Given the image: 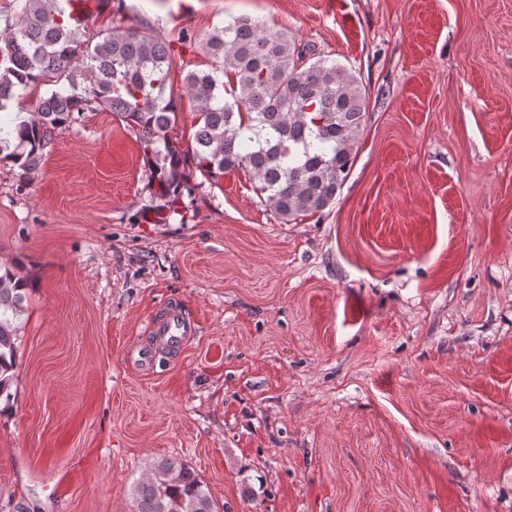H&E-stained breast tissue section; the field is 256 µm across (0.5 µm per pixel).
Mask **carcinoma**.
Here are the masks:
<instances>
[{"label":"carcinoma","instance_id":"carcinoma-1","mask_svg":"<svg viewBox=\"0 0 512 512\" xmlns=\"http://www.w3.org/2000/svg\"><path fill=\"white\" fill-rule=\"evenodd\" d=\"M75 0H22L0 36V114L38 86H50L30 116L15 113V139L0 119V159L34 173L76 116L104 108L136 129L154 197L177 214L199 185L247 173L254 191L286 223L327 209L352 167L365 121V89L348 68L315 56L288 32L241 16L202 36L210 69L183 78L195 102L193 144L172 148L168 132L178 99L170 85L171 45L125 28L96 37L73 17ZM25 299L21 278L0 275V395L16 363L14 321ZM132 512H218L209 490L185 463L150 466L131 490Z\"/></svg>","mask_w":512,"mask_h":512}]
</instances>
